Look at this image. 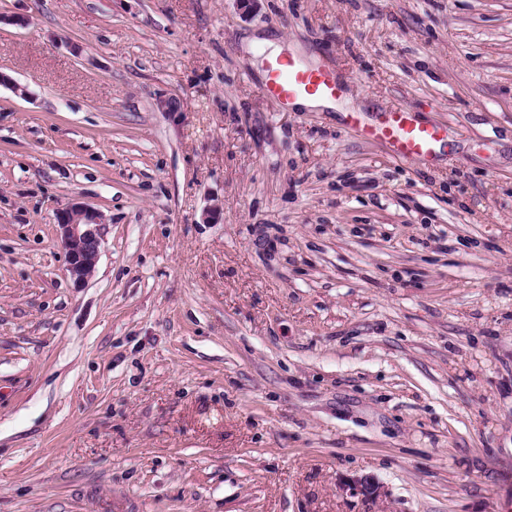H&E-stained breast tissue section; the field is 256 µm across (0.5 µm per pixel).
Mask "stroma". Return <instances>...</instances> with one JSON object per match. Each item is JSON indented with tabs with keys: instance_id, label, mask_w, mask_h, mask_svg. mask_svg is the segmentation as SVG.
<instances>
[{
	"instance_id": "stroma-1",
	"label": "stroma",
	"mask_w": 512,
	"mask_h": 512,
	"mask_svg": "<svg viewBox=\"0 0 512 512\" xmlns=\"http://www.w3.org/2000/svg\"><path fill=\"white\" fill-rule=\"evenodd\" d=\"M0 15V512H506L512 0ZM254 32L445 147L283 109ZM76 201L103 218L83 284ZM412 113L410 104H402L378 111L375 119L368 122L362 112H344L346 126L362 137L388 144L400 159L425 165L433 159L436 146L447 133L443 128L417 122ZM55 220L68 254V272L75 283H84L95 272L101 244L102 216L88 205L72 202L57 211Z\"/></svg>"
}]
</instances>
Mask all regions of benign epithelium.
I'll return each mask as SVG.
<instances>
[{"label": "benign epithelium", "instance_id": "obj_1", "mask_svg": "<svg viewBox=\"0 0 512 512\" xmlns=\"http://www.w3.org/2000/svg\"><path fill=\"white\" fill-rule=\"evenodd\" d=\"M55 220L68 254V272L75 283H84L95 272L101 244L102 215L88 205L72 202L57 211ZM349 489L374 500L383 496L382 487L366 479L353 482Z\"/></svg>", "mask_w": 512, "mask_h": 512}]
</instances>
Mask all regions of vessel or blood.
I'll return each mask as SVG.
<instances>
[{
  "mask_svg": "<svg viewBox=\"0 0 512 512\" xmlns=\"http://www.w3.org/2000/svg\"><path fill=\"white\" fill-rule=\"evenodd\" d=\"M261 91L286 106L301 96L337 100L344 87L332 70L291 56L272 61ZM345 124L366 139L388 144L396 157L418 165L430 162L437 145L447 137L443 128L417 122L408 104L378 111L370 122L361 112L350 111Z\"/></svg>",
  "mask_w": 512,
  "mask_h": 512,
  "instance_id": "vessel-or-blood-1",
  "label": "vessel or blood"
}]
</instances>
